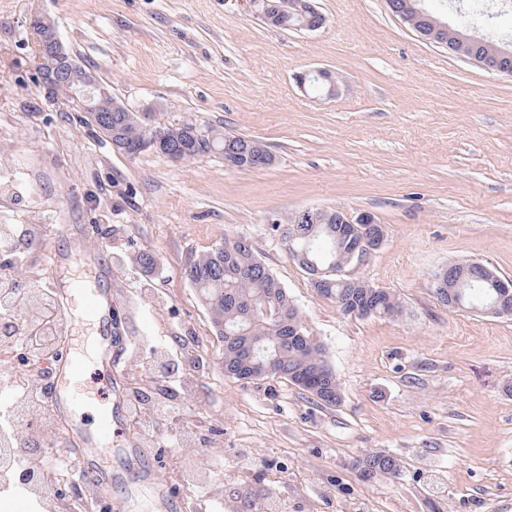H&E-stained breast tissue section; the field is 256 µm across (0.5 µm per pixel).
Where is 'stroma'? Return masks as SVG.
<instances>
[{
    "label": "stroma",
    "mask_w": 512,
    "mask_h": 512,
    "mask_svg": "<svg viewBox=\"0 0 512 512\" xmlns=\"http://www.w3.org/2000/svg\"><path fill=\"white\" fill-rule=\"evenodd\" d=\"M317 31L280 30L251 0H0V149L16 179L0 224L35 232L0 253V273L55 295L62 283L112 289L127 349L72 414L148 385L112 440V512H512V318L441 304L434 274L473 260L512 278V77L423 40L385 0H313ZM432 14L512 49V0L479 21L465 0ZM133 110L179 116L263 141L272 165L210 153L172 162L115 152L36 82L33 16ZM325 69L338 92L302 89ZM366 211L385 239L355 276L397 295L396 318L344 315L312 287L282 240L289 216ZM249 237L326 348L342 390L317 406L281 379L225 376L208 311L182 277L189 257ZM152 251L145 274L135 255ZM67 352L94 359L96 327L61 313ZM383 451L397 479L364 480L353 459ZM158 472L168 489L133 480Z\"/></svg>",
    "instance_id": "obj_1"
}]
</instances>
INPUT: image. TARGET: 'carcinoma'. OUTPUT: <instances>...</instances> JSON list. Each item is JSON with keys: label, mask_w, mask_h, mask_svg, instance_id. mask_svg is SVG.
Instances as JSON below:
<instances>
[{"label": "carcinoma", "mask_w": 512, "mask_h": 512, "mask_svg": "<svg viewBox=\"0 0 512 512\" xmlns=\"http://www.w3.org/2000/svg\"><path fill=\"white\" fill-rule=\"evenodd\" d=\"M106 124L118 132L114 138L119 151L154 140L158 152L175 153L187 161L209 153L224 158V164L238 170L267 166L273 162L269 150L256 148L260 141L227 133L192 119L178 120L186 129L179 139L169 138L167 124L143 122L135 112H109ZM282 237L290 255L302 253L321 269H336L347 262L346 239L337 224H297L288 218ZM182 277L196 291L211 316L213 331L222 342L219 360L224 374L233 379L248 378L247 372L267 367L262 378H278L308 392L321 406H337L341 392L324 346L304 326L298 309L272 271L258 258L253 244L244 236L228 239L214 249L186 262ZM317 292L336 302L345 315L398 317L403 306L396 295L363 280L330 274ZM453 308L484 310L499 303L496 280L490 275L471 279L450 289ZM32 292L13 283L0 282V306L17 310L27 318L50 321L46 310L29 306ZM278 308L276 317L267 316L262 303ZM0 448H24L43 453L42 442L16 432L0 433ZM381 464L394 478L402 475L398 459L383 452L363 454L355 465Z\"/></svg>", "instance_id": "1"}]
</instances>
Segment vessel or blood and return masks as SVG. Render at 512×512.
Segmentation results:
<instances>
[{"label": "vessel or blood", "instance_id": "vessel-or-blood-1", "mask_svg": "<svg viewBox=\"0 0 512 512\" xmlns=\"http://www.w3.org/2000/svg\"><path fill=\"white\" fill-rule=\"evenodd\" d=\"M63 301L80 302L85 313L91 317L96 327H103L112 309V291L108 288H90L80 282H72L62 289ZM125 340H116L110 336L100 337L97 352V368L104 371L111 368L125 351ZM86 371L85 361L77 356L62 358L56 365L50 390L49 403L60 421L80 408L86 401V392L80 386V380ZM115 424V411L112 405L101 406L98 411V424L95 435L83 438H69L82 463L86 477L91 484L104 493L112 491V469L105 466L104 460L112 453V432Z\"/></svg>", "mask_w": 512, "mask_h": 512}]
</instances>
